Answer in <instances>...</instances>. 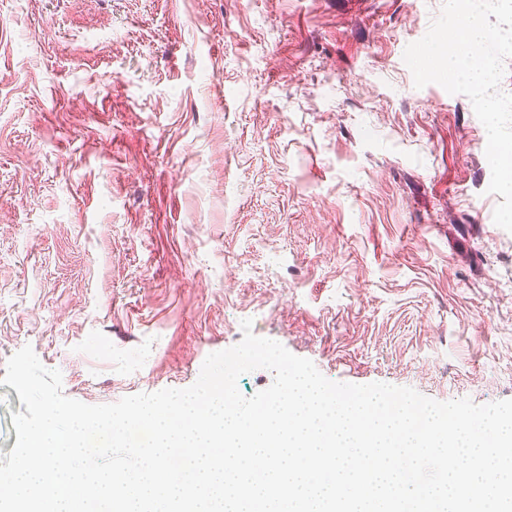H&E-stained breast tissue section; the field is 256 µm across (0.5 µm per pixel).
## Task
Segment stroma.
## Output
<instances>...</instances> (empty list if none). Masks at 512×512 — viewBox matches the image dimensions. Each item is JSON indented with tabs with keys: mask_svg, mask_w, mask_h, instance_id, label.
<instances>
[{
	"mask_svg": "<svg viewBox=\"0 0 512 512\" xmlns=\"http://www.w3.org/2000/svg\"><path fill=\"white\" fill-rule=\"evenodd\" d=\"M444 0H0V377L183 389L241 322L328 380L512 399V233Z\"/></svg>",
	"mask_w": 512,
	"mask_h": 512,
	"instance_id": "1",
	"label": "stroma"
}]
</instances>
